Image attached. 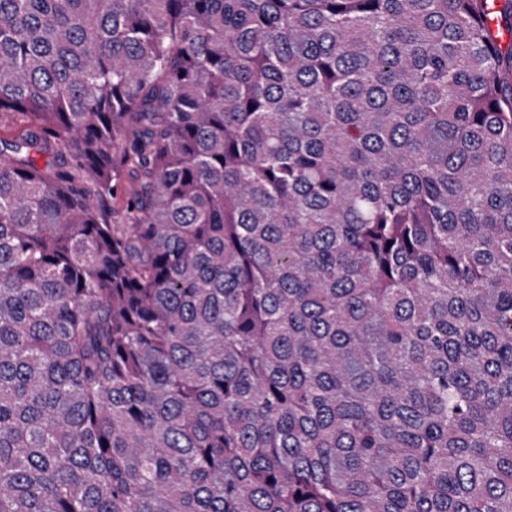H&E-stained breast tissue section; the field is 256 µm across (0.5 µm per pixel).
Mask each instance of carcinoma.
I'll return each mask as SVG.
<instances>
[{
    "label": "carcinoma",
    "instance_id": "cac0c4a2",
    "mask_svg": "<svg viewBox=\"0 0 512 512\" xmlns=\"http://www.w3.org/2000/svg\"><path fill=\"white\" fill-rule=\"evenodd\" d=\"M512 0H0V512H512Z\"/></svg>",
    "mask_w": 512,
    "mask_h": 512
}]
</instances>
